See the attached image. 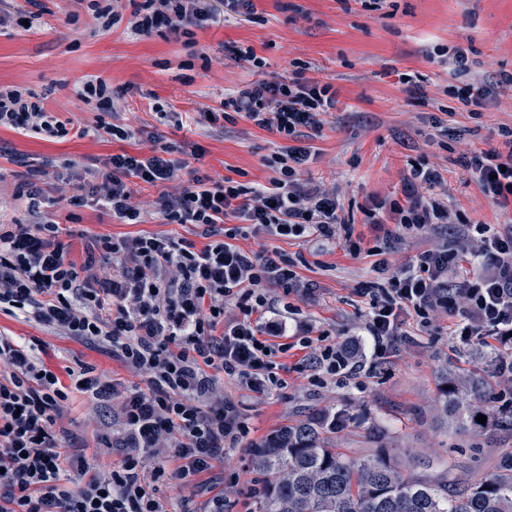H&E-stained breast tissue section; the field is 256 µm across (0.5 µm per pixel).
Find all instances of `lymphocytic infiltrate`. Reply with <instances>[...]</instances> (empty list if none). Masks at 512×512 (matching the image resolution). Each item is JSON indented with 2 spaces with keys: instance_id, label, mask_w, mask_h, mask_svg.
I'll list each match as a JSON object with an SVG mask.
<instances>
[{
  "instance_id": "lymphocytic-infiltrate-1",
  "label": "lymphocytic infiltrate",
  "mask_w": 512,
  "mask_h": 512,
  "mask_svg": "<svg viewBox=\"0 0 512 512\" xmlns=\"http://www.w3.org/2000/svg\"><path fill=\"white\" fill-rule=\"evenodd\" d=\"M253 0H141L128 27L138 35L164 29L177 35L204 27L221 14L250 18ZM298 64L292 78L256 81L239 88L227 103L259 129L284 139L269 160L276 175L265 185L214 179L173 158L172 147L107 156L101 168L75 184L68 204L99 206L122 224L142 221L134 188H159L154 205L168 224L202 227L203 247L168 235H99L85 245L83 261L71 259L72 242L59 224L0 225V312L25 318L76 340L106 345L113 359L140 383L125 384L93 367L48 369L30 345L0 336V512H166L158 482L192 486L196 478L247 436L237 404L219 392V380L236 378L261 396L286 387L282 355L301 356L293 369L337 383L352 380L365 361L346 342L297 325L294 344L284 341L285 324L260 322L272 303L266 291L297 288L296 259L274 250L236 246L239 236L302 239L320 246L341 245L352 256L373 257V272L386 284L370 283L360 296L367 305L363 331L371 356L385 359L395 347L406 317L430 329L438 310L459 318L454 334L461 345L512 349V230L477 225L481 245L471 251L483 272L457 282L455 246L424 250L404 266L391 268L388 256L402 234L429 224L462 225L434 189L442 174L412 165L402 199L370 198L364 223L376 235L372 247L343 216L335 192L302 180L313 160L312 146L300 144L302 130L320 133L323 117L336 108L330 83L307 76ZM49 138L65 136L40 102L19 91H0V126ZM500 146L472 153L463 162L488 202L512 208V127L500 130ZM233 227H226L227 218ZM235 299V318L224 316ZM117 404L116 440L120 464L94 473L85 453H63L58 437L71 392ZM155 459L147 467V459ZM173 469H166V462Z\"/></svg>"
}]
</instances>
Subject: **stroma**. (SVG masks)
Here are the masks:
<instances>
[{
	"instance_id": "stroma-1",
	"label": "stroma",
	"mask_w": 512,
	"mask_h": 512,
	"mask_svg": "<svg viewBox=\"0 0 512 512\" xmlns=\"http://www.w3.org/2000/svg\"><path fill=\"white\" fill-rule=\"evenodd\" d=\"M89 0H0V88L40 96L46 112L64 123L66 137L46 140L19 130L0 128V221L35 224L49 217L70 233L73 259H81L83 243L94 235L170 234L203 246L205 239L191 224H166L155 213V188L136 187L134 201L143 221L121 224L95 206L61 205L45 214L32 212L27 199L14 198L18 175L33 167L46 170L47 180L69 193L73 169L95 167L99 159L146 150L145 133L162 142H191L202 154L194 168L215 178L265 184L275 172L266 164L282 140L255 127L238 113L216 122L183 125L161 118V111L198 112L220 108L228 94L252 81L289 77L292 61L309 66V76L331 83L338 103L313 141L316 159L302 173L304 180L335 189L346 211H357L368 197L398 199L411 165L436 167L444 182L437 192L449 207L473 224L512 227V210L487 203L469 173L464 155L499 146L498 130L512 127V88L493 89L483 108L463 110L449 96V86L487 83L512 73V0H386L382 9L365 8L360 0H253L255 17H233L204 28L192 27L174 36L130 32L127 19L134 0H122V18L102 27ZM34 15L32 27L20 19ZM252 48L262 67L238 60L233 48ZM467 50L469 71L453 72L448 52ZM411 75L419 92L408 96L402 75ZM102 80L110 89H124L117 103L120 123L136 136L118 143L96 132L99 110L85 104L79 92L87 79ZM448 135H441V127ZM457 225L435 224L405 234L390 258L401 265L419 252L455 242ZM268 248L284 255L303 254L300 285L291 292L269 289L277 304H291L297 320L315 332L361 343L365 306L358 290L369 281L371 259L350 256L343 248L314 250L299 240L271 239ZM452 318L439 313L435 328L420 331L407 318L399 346L370 372L350 384L327 378L314 382L294 372L299 351L282 361L289 365L287 388L264 397L225 378V398L237 403L250 428L240 448L199 476L190 505L200 508L223 493L232 512H258L265 477L253 469L255 449L278 431L303 422L327 424L340 417L332 442L347 455L362 459L388 450L409 473L431 481L445 471L454 479H476L491 472L512 433L487 426L458 432L439 419L435 404L446 372H474L490 384L478 405L512 404V379L496 372L498 352L474 345L462 347L451 333ZM0 334L36 345L49 369L84 363L111 378L133 382V375L99 345L81 342L23 317L0 313ZM115 418L113 408L75 396L66 411L67 447L86 448L96 469L120 463V449H101L97 434Z\"/></svg>"
}]
</instances>
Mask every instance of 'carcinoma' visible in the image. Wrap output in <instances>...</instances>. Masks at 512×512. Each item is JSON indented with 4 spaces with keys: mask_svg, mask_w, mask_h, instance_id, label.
<instances>
[{
    "mask_svg": "<svg viewBox=\"0 0 512 512\" xmlns=\"http://www.w3.org/2000/svg\"><path fill=\"white\" fill-rule=\"evenodd\" d=\"M482 388L477 376L443 388L439 410L455 429L476 422L463 393ZM254 466L267 477L259 512H512V459L450 494L448 485L406 473L386 454L356 459L339 452L321 427L301 424L268 440Z\"/></svg>",
    "mask_w": 512,
    "mask_h": 512,
    "instance_id": "1",
    "label": "carcinoma"
}]
</instances>
